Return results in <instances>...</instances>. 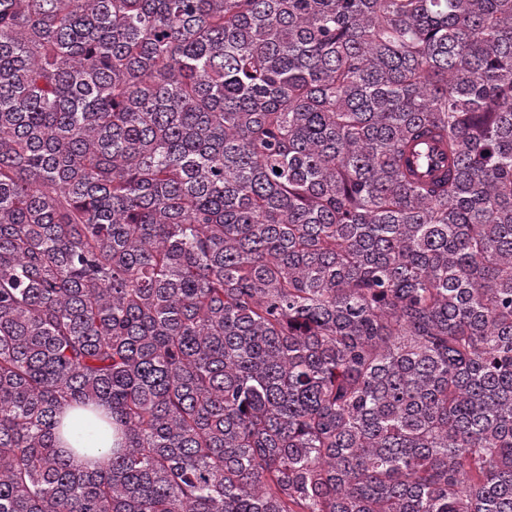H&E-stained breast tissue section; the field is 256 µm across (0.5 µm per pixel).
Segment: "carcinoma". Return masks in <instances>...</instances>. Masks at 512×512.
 I'll return each mask as SVG.
<instances>
[{
  "label": "carcinoma",
  "mask_w": 512,
  "mask_h": 512,
  "mask_svg": "<svg viewBox=\"0 0 512 512\" xmlns=\"http://www.w3.org/2000/svg\"><path fill=\"white\" fill-rule=\"evenodd\" d=\"M0 512H512V0H0Z\"/></svg>",
  "instance_id": "cac0c4a2"
}]
</instances>
